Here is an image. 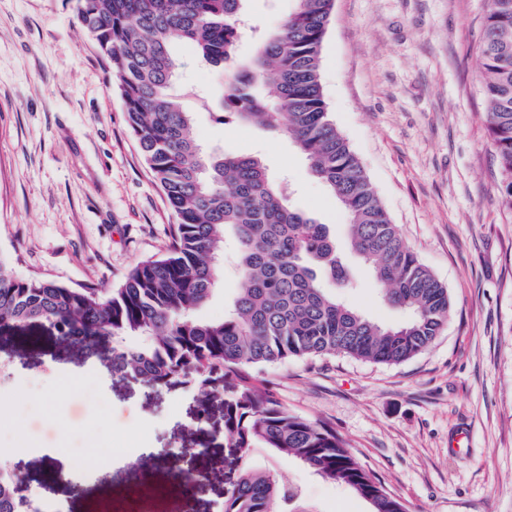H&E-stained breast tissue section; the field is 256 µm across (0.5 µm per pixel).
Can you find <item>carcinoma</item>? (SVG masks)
Wrapping results in <instances>:
<instances>
[{"instance_id":"cac0c4a2","label":"carcinoma","mask_w":512,"mask_h":512,"mask_svg":"<svg viewBox=\"0 0 512 512\" xmlns=\"http://www.w3.org/2000/svg\"><path fill=\"white\" fill-rule=\"evenodd\" d=\"M246 0H75L77 21L109 62L144 159L176 215L168 253L134 266L110 293L43 279L17 280L0 259V334L35 322L84 348L120 344L124 372L155 386L198 382L219 394L224 441L239 463L224 512L295 509L297 488L251 464L260 444L305 464L364 499L371 512H406L353 458L328 426L293 415L250 383L248 367L343 354L403 362L427 349L448 320V289L419 261L391 223L346 138L330 119L320 54L333 0H295L274 32L239 58ZM179 43L222 74L218 120L233 118L290 137L310 173L348 215V243L383 300L406 321L382 324L342 302L323 283H350L330 226L290 205L286 188L248 153L206 152L191 135L192 113L173 92ZM480 77L487 130L501 172L502 206L512 211V0H488ZM241 273L219 321L195 316L217 290L226 232ZM18 478L0 472V512H19Z\"/></svg>"}]
</instances>
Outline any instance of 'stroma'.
Listing matches in <instances>:
<instances>
[{
  "label": "stroma",
  "instance_id": "stroma-1",
  "mask_svg": "<svg viewBox=\"0 0 512 512\" xmlns=\"http://www.w3.org/2000/svg\"><path fill=\"white\" fill-rule=\"evenodd\" d=\"M485 0H335L320 77L328 110L405 243L447 288L448 323L398 364L336 355L255 371L290 412L330 426L407 512H512V212L487 131L479 53ZM199 94L192 133L209 151L248 152L288 183L293 206L345 242L346 214L291 140L220 124L221 79L177 45ZM175 217L144 162L108 65L72 0H0V259L15 277L118 287L161 257ZM342 300L385 323L367 270L348 257ZM241 283L227 246L224 317ZM112 341L80 350L45 325L0 336V413L13 420L0 469L57 512H224L237 465L224 401L191 384L124 373ZM124 444L130 455L110 454ZM93 449L86 474L74 454ZM196 448L206 479L191 505L175 480ZM49 457L50 468L37 465ZM255 465L299 488L310 512H368L346 487L270 449ZM148 466L149 479L135 474Z\"/></svg>",
  "mask_w": 512,
  "mask_h": 512
}]
</instances>
